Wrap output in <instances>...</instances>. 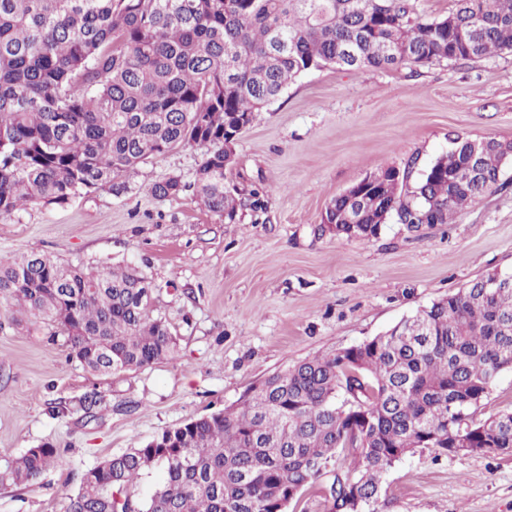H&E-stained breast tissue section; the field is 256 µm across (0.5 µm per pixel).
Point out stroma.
Returning <instances> with one entry per match:
<instances>
[{"label":"stroma","instance_id":"35a3bbf8","mask_svg":"<svg viewBox=\"0 0 512 512\" xmlns=\"http://www.w3.org/2000/svg\"><path fill=\"white\" fill-rule=\"evenodd\" d=\"M512 141V53L393 70L324 68L290 84L238 137L227 182L264 192L240 221L194 191L203 151L142 165L122 197L99 191L0 216V254H47L84 267L118 262L157 286L154 312L176 357L101 376L51 339L43 320L0 298V463L49 442L62 456L36 485L0 482V512H65L81 472L168 428L236 404L269 374L360 344L493 271H512V164L501 186L453 223H388L377 236L325 231L330 202L379 168L423 169L454 134ZM104 401L95 417L83 395ZM377 512H512V456L421 449L385 475Z\"/></svg>","mask_w":512,"mask_h":512}]
</instances>
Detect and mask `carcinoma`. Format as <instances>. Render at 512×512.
I'll list each match as a JSON object with an SVG mask.
<instances>
[{
  "label": "carcinoma",
  "instance_id": "obj_1",
  "mask_svg": "<svg viewBox=\"0 0 512 512\" xmlns=\"http://www.w3.org/2000/svg\"><path fill=\"white\" fill-rule=\"evenodd\" d=\"M512 52V0H452L425 18L418 0H0V215L83 194H127L148 160L204 149L191 183L230 223L262 207L225 183L234 164L224 131L298 77L339 69L433 65ZM479 145L478 172L454 183ZM511 141L457 135L418 179L376 172L360 223L449 224L498 185ZM344 194L330 218L347 225ZM489 273L388 332L265 377L233 407L166 429L83 472L66 512H288L323 473L328 512H376L384 475L419 448L439 456L511 455L512 411L476 422L470 409L512 369V286ZM0 296L46 321L88 370L136 371L176 353L153 316V286L135 265L86 272L46 254L0 257ZM61 462L51 443L8 462L33 485ZM163 481L138 490L155 470Z\"/></svg>",
  "mask_w": 512,
  "mask_h": 512
}]
</instances>
